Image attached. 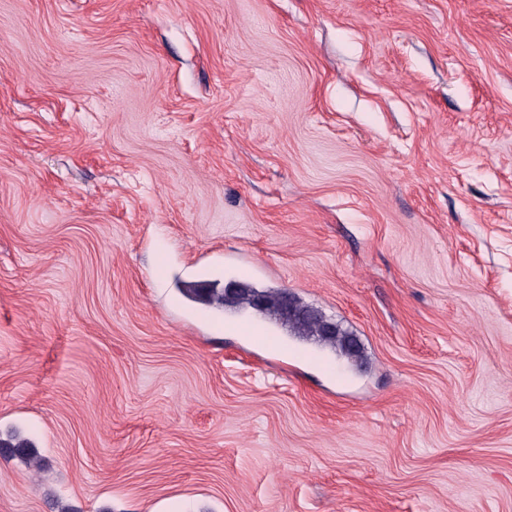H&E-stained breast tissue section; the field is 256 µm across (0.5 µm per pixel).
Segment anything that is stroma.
I'll return each mask as SVG.
<instances>
[{
  "mask_svg": "<svg viewBox=\"0 0 512 512\" xmlns=\"http://www.w3.org/2000/svg\"><path fill=\"white\" fill-rule=\"evenodd\" d=\"M14 438L0 512H512V0H0ZM236 283L237 288L235 282H229L225 286L227 292L231 295L226 294L225 288L221 289V291H217L216 288L209 291L207 285H199L197 289L199 297L204 298L209 292L207 300L201 303L209 306H215L216 308H230L237 311L253 313L263 319L270 320L275 325L288 327V332L293 336L306 340H317L321 345L330 348L335 353L336 359L341 361L348 368H357L361 365L363 360V351L360 345L358 344L357 347H353L347 342V337L353 335L338 324L336 325L331 321H325L327 319L318 310L304 304L300 299L293 295L296 304L300 308L307 310L313 309L316 314L313 319H309L308 321L292 319L288 317V314L295 315L297 311L291 301V298L287 294L280 295L285 292L282 291L283 289L270 291L267 289L257 288L246 281H238ZM259 294L277 296L258 297L256 303L259 307L275 306L285 317H288V322L283 319L282 315L276 309H257L254 306V299ZM279 319L282 323L288 324V326H283ZM321 322H323L322 333L324 336H334L335 333L336 336L333 338H326L322 336L320 333Z\"/></svg>",
  "mask_w": 512,
  "mask_h": 512,
  "instance_id": "1",
  "label": "stroma"
}]
</instances>
